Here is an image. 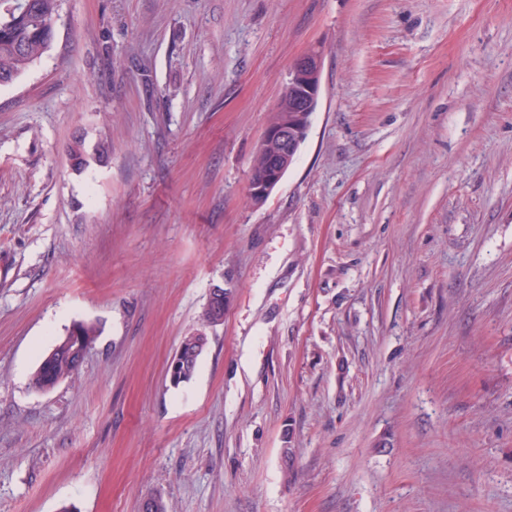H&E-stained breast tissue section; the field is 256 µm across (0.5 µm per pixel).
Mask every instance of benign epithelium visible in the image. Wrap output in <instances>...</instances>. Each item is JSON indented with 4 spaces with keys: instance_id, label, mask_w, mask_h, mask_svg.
<instances>
[{
    "instance_id": "1",
    "label": "benign epithelium",
    "mask_w": 512,
    "mask_h": 512,
    "mask_svg": "<svg viewBox=\"0 0 512 512\" xmlns=\"http://www.w3.org/2000/svg\"><path fill=\"white\" fill-rule=\"evenodd\" d=\"M321 54L312 50L301 57L293 67L289 82L301 85L298 97L291 100V107L299 110L297 119L276 126H268L258 145L270 157L268 175L249 183L251 198L265 200L280 183L283 174L290 168V161L298 152L306 133L305 112L315 110L320 93ZM228 289L215 286L210 290L208 305L211 306V325L223 322L221 303L227 300Z\"/></svg>"
}]
</instances>
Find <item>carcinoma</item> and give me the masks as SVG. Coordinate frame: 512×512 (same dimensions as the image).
I'll use <instances>...</instances> for the list:
<instances>
[{
  "label": "carcinoma",
  "mask_w": 512,
  "mask_h": 512,
  "mask_svg": "<svg viewBox=\"0 0 512 512\" xmlns=\"http://www.w3.org/2000/svg\"><path fill=\"white\" fill-rule=\"evenodd\" d=\"M60 0H0V79L15 78L40 58L54 38V24ZM69 155L75 167L88 164L84 139L76 136L70 143ZM77 333L67 332L54 346L52 356L44 357L34 371L31 383L48 390L78 371L73 348L89 346L96 336L91 324H76Z\"/></svg>",
  "instance_id": "cac0c4a2"
}]
</instances>
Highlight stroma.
<instances>
[{
	"label": "stroma",
	"instance_id": "obj_1",
	"mask_svg": "<svg viewBox=\"0 0 512 512\" xmlns=\"http://www.w3.org/2000/svg\"><path fill=\"white\" fill-rule=\"evenodd\" d=\"M313 49L306 137L255 202ZM217 285L224 322L171 386ZM77 322L80 369L33 390ZM150 495L512 512V0H61L0 85V512ZM321 54L312 50L301 57L293 67L288 83H299L302 91L297 98H292L291 107L300 111H314L318 102L320 93V75H321ZM288 83L283 89V94L288 95L282 100L279 99L277 112H273L268 125H273L280 120L286 121L276 126H267L264 135L258 145L260 151H266L270 157L268 175L261 179L251 178L249 183V194L252 199L258 198L264 201L280 183L283 174L291 167L290 161L294 154L298 152L306 133V124L308 127L309 118L312 112L306 116L305 112H296L297 120L291 121V111L286 112L292 96V89ZM193 338H194L193 336H189V335L184 336L181 341L182 348L180 349V347H179V350H178V352L180 350L182 351V357L186 361L188 360L189 365H190V369H189L190 373L188 374L187 378L184 381L190 380V378L193 376L196 366H197V362H196V365L194 364L195 356H193V353H194L195 347H194V345H192ZM184 359H181V360L177 359L175 361V363L173 364L171 373H170V380H174L176 378V376L179 374L181 376V374L183 372L187 373V371H186L187 364L185 363Z\"/></svg>",
	"mask_w": 512,
	"mask_h": 512
}]
</instances>
